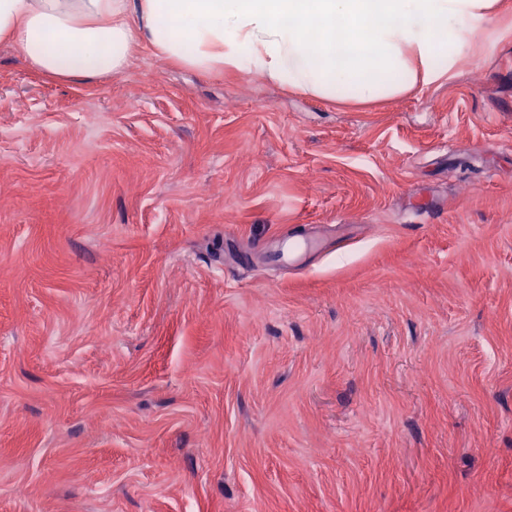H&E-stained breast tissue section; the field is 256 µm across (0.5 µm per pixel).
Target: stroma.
Returning <instances> with one entry per match:
<instances>
[{"mask_svg": "<svg viewBox=\"0 0 512 512\" xmlns=\"http://www.w3.org/2000/svg\"><path fill=\"white\" fill-rule=\"evenodd\" d=\"M0 512H512V0L368 105L0 44Z\"/></svg>", "mask_w": 512, "mask_h": 512, "instance_id": "stroma-1", "label": "stroma"}]
</instances>
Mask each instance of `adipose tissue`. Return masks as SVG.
I'll use <instances>...</instances> for the list:
<instances>
[{
    "instance_id": "adipose-tissue-1",
    "label": "adipose tissue",
    "mask_w": 512,
    "mask_h": 512,
    "mask_svg": "<svg viewBox=\"0 0 512 512\" xmlns=\"http://www.w3.org/2000/svg\"><path fill=\"white\" fill-rule=\"evenodd\" d=\"M498 0H0V42L44 77L119 74L157 58L258 72L328 100L400 95L448 76Z\"/></svg>"
}]
</instances>
